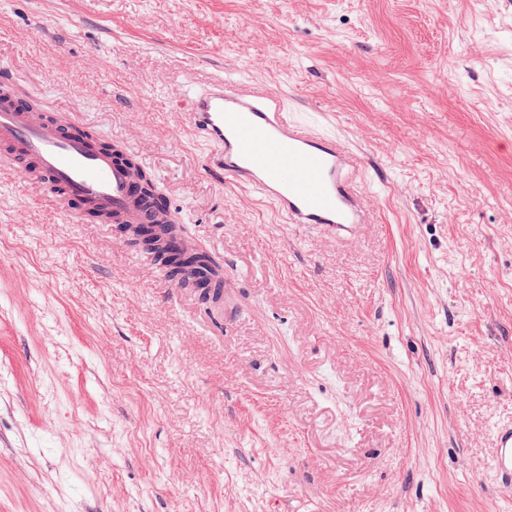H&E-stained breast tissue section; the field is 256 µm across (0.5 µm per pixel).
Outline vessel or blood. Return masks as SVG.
<instances>
[{
	"mask_svg": "<svg viewBox=\"0 0 512 512\" xmlns=\"http://www.w3.org/2000/svg\"><path fill=\"white\" fill-rule=\"evenodd\" d=\"M186 119L213 150L209 167L224 172L272 203L288 223L322 228L338 241L355 239L367 224L357 188L360 160L336 137L289 118L280 96L243 89L217 78L187 97ZM79 123L0 102V165L69 206L98 207L108 224L181 223L174 209L156 215L143 200L125 161L93 147ZM490 469L512 487V419L495 423Z\"/></svg>",
	"mask_w": 512,
	"mask_h": 512,
	"instance_id": "1",
	"label": "vessel or blood"
}]
</instances>
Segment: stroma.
<instances>
[{
    "instance_id": "1",
    "label": "stroma",
    "mask_w": 512,
    "mask_h": 512,
    "mask_svg": "<svg viewBox=\"0 0 512 512\" xmlns=\"http://www.w3.org/2000/svg\"><path fill=\"white\" fill-rule=\"evenodd\" d=\"M0 65L224 270L208 308L0 167V512H512V0H0ZM220 76L360 158V237L207 169ZM492 433L496 454L491 461L490 470L499 485L510 490L512 487V419L496 422Z\"/></svg>"
}]
</instances>
